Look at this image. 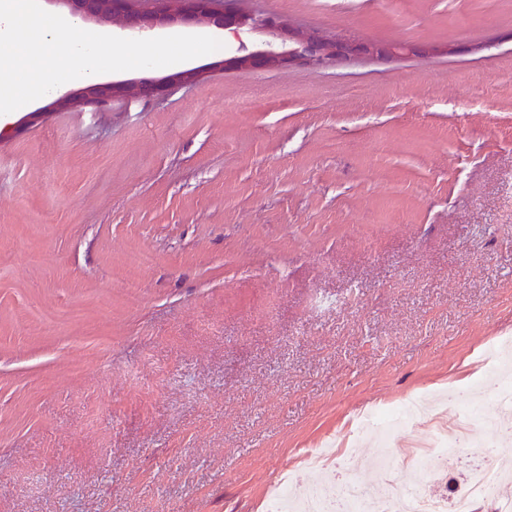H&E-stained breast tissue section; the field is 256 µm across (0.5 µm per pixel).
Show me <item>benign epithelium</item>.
Wrapping results in <instances>:
<instances>
[{"mask_svg":"<svg viewBox=\"0 0 512 512\" xmlns=\"http://www.w3.org/2000/svg\"><path fill=\"white\" fill-rule=\"evenodd\" d=\"M60 8L64 16L80 21L106 23L119 21L120 30L129 39H143L154 32L170 29H217L239 33L259 31L269 39L239 54L224 59L229 67L250 70H275L297 65L329 66L360 57L391 59L407 54L429 56L454 54L455 44L412 45L399 41H366L333 37L318 30L300 29L287 19L267 14L248 15L240 0H43ZM208 70L200 65L158 77L84 83L77 89L58 95L52 102L21 117L11 129H0V141L25 127L41 121L48 109L63 110L87 105L102 107L116 97L145 100L164 96L171 87L193 84Z\"/></svg>","mask_w":512,"mask_h":512,"instance_id":"1","label":"benign epithelium"}]
</instances>
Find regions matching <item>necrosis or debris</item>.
Returning a JSON list of instances; mask_svg holds the SVG:
<instances>
[{
	"mask_svg": "<svg viewBox=\"0 0 512 512\" xmlns=\"http://www.w3.org/2000/svg\"><path fill=\"white\" fill-rule=\"evenodd\" d=\"M460 426L455 430L438 428L427 451L409 455L408 466L417 473L430 471L437 460L458 461L460 454L471 456L473 462L467 467L463 489L452 497H430L423 494L419 486L393 477L398 465L396 456H387L384 464L389 477L382 483L376 497H369L361 488L352 469L355 458L352 453L340 455L337 477L341 487L340 500L327 497L322 488L314 484L290 481L288 489L269 495L266 512H282L286 504H295L299 512H391L399 507L401 512H476L482 502H493L492 491L501 475L499 461L494 453L496 441L484 430L478 409L473 401L460 400ZM494 512H512V501L493 502Z\"/></svg>",
	"mask_w": 512,
	"mask_h": 512,
	"instance_id": "necrosis-or-debris-1",
	"label": "necrosis or debris"
}]
</instances>
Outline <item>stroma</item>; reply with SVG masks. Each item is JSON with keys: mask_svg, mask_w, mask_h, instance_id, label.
<instances>
[{"mask_svg": "<svg viewBox=\"0 0 512 512\" xmlns=\"http://www.w3.org/2000/svg\"><path fill=\"white\" fill-rule=\"evenodd\" d=\"M242 7L462 50L234 70L227 31L1 141L0 512H255L311 448L426 449L356 425L512 337V0ZM209 68L211 66L200 65L158 77L83 83L79 88L59 94L52 102L25 114L13 128L8 129L7 125L1 128L0 141L10 138L25 127L39 123L47 109L63 110L84 104L102 107L110 104L116 97L125 96L145 100L157 99L164 96L175 85L197 82Z\"/></svg>", "mask_w": 512, "mask_h": 512, "instance_id": "stroma-1", "label": "stroma"}]
</instances>
